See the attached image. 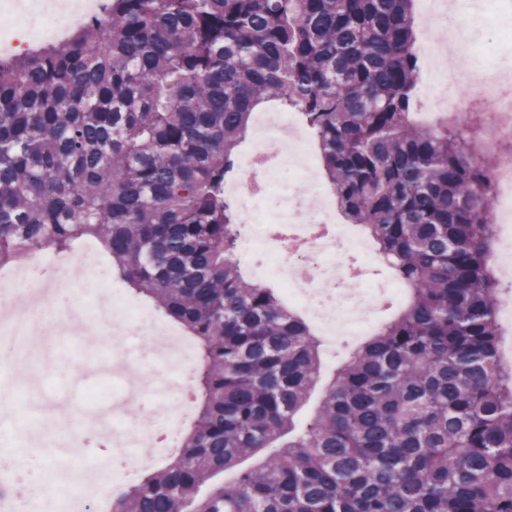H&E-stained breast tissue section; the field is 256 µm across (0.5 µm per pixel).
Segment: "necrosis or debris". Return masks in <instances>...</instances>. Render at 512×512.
Wrapping results in <instances>:
<instances>
[{
  "instance_id": "1",
  "label": "necrosis or debris",
  "mask_w": 512,
  "mask_h": 512,
  "mask_svg": "<svg viewBox=\"0 0 512 512\" xmlns=\"http://www.w3.org/2000/svg\"><path fill=\"white\" fill-rule=\"evenodd\" d=\"M423 2L426 15L439 24L448 14H460V21L445 26L450 38L479 11L498 15L512 31V18L505 16L500 0H479L475 10L468 0ZM105 18V0H0V56L35 42L62 44L65 29ZM414 51L428 71V83L418 95L427 111H447L463 119L472 100L482 99L486 152L495 153L499 139L512 140V70L482 61L468 46L453 68L442 42L418 44ZM489 182L490 219L502 267L512 280V154L497 156ZM226 191L236 198L242 222L251 227L240 244L242 253L259 257V269L281 283L289 302L322 325L328 356L375 329L381 307L401 303L402 288L368 278L369 250L350 225L337 223L335 205L324 201L305 160V137L291 113L270 112L260 120L251 151ZM46 266L66 273L76 269L71 261L36 255L0 273L1 290L22 288L11 311L0 315V334L14 344L13 363L26 364L51 351L56 315L68 314L73 330L92 318L111 325L112 392L84 422L83 434L110 437L112 454L98 475H82L81 489L64 496L35 498L19 482L0 483V512H106L114 491L145 464L142 449L163 454L164 438L177 434L188 418L191 407L185 395L193 384L196 357L156 313L130 301L116 287L108 266L95 258L76 269L86 286L64 304L54 298L53 281L41 274ZM131 332L142 339L136 354L124 343ZM145 399L162 406L159 417L131 415V406Z\"/></svg>"
}]
</instances>
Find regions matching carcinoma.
Masks as SVG:
<instances>
[{
  "label": "carcinoma",
  "instance_id": "cac0c4a2",
  "mask_svg": "<svg viewBox=\"0 0 512 512\" xmlns=\"http://www.w3.org/2000/svg\"><path fill=\"white\" fill-rule=\"evenodd\" d=\"M412 5L107 0L105 24L0 61V267L93 238L202 350L189 435L112 512H512L487 161L462 127L412 119ZM267 102L301 116L338 211L411 295L301 432L319 342L242 273L225 193Z\"/></svg>",
  "mask_w": 512,
  "mask_h": 512
}]
</instances>
